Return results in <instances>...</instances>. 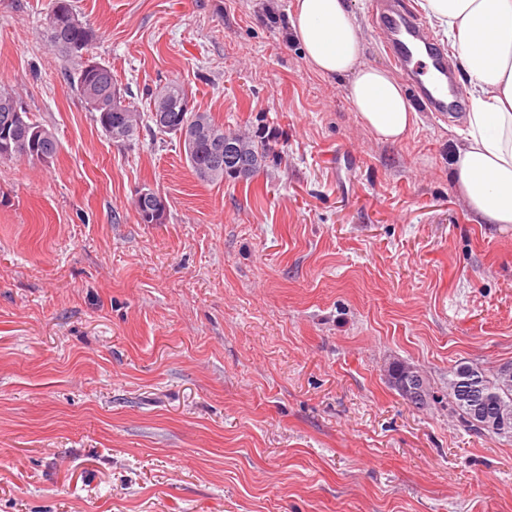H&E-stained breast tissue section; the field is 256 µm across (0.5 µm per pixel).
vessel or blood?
<instances>
[{
    "mask_svg": "<svg viewBox=\"0 0 512 512\" xmlns=\"http://www.w3.org/2000/svg\"><path fill=\"white\" fill-rule=\"evenodd\" d=\"M371 34L383 46L391 64L412 77L426 112L445 117L466 99L453 78L447 52L434 50V36L416 11L402 0H375Z\"/></svg>",
    "mask_w": 512,
    "mask_h": 512,
    "instance_id": "b4317fda",
    "label": "vessel or blood"
}]
</instances>
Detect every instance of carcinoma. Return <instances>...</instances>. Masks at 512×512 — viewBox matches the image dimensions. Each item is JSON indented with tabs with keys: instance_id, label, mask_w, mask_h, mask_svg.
<instances>
[{
	"instance_id": "carcinoma-1",
	"label": "carcinoma",
	"mask_w": 512,
	"mask_h": 512,
	"mask_svg": "<svg viewBox=\"0 0 512 512\" xmlns=\"http://www.w3.org/2000/svg\"><path fill=\"white\" fill-rule=\"evenodd\" d=\"M49 45L57 50L66 61L77 62V67L69 72L70 86L84 103H89L92 95H97L110 85L118 84L112 68L102 61L93 67L83 59V53L92 50L97 41L96 30L76 11L72 0H51V5L43 22ZM152 110H167L179 117V122H201L210 128L212 134L224 142V167L208 176H201V168L207 166L208 156L202 151L199 155H186L192 170L200 180L207 183H222L224 176L250 175L260 167L269 151L264 137H250L224 131L211 115L192 107L184 88L176 83L165 86L152 95ZM17 103L21 108L22 123L30 130L38 131L46 139L56 138L55 131L33 119L28 104L23 97L8 87L0 88V104ZM115 106L125 111L130 127L127 141H132L140 130V113L126 105L123 96H118ZM410 366L396 364L389 369L392 386L416 406H424L432 398V387L420 394H412L407 389ZM448 402L464 427L476 432L492 431V424L498 421L512 422V365L495 371H485L470 365H459L448 380Z\"/></svg>"
}]
</instances>
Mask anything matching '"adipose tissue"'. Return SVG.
<instances>
[{
	"label": "adipose tissue",
	"instance_id": "obj_1",
	"mask_svg": "<svg viewBox=\"0 0 512 512\" xmlns=\"http://www.w3.org/2000/svg\"><path fill=\"white\" fill-rule=\"evenodd\" d=\"M463 63L471 110L451 154L470 210L489 224H512V0H422ZM290 29L309 64L350 79V98L383 140L403 139L417 114L400 84L364 64L362 40L345 0H295Z\"/></svg>",
	"mask_w": 512,
	"mask_h": 512
}]
</instances>
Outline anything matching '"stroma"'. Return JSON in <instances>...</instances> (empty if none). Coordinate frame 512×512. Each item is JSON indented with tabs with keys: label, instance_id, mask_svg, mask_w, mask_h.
I'll list each match as a JSON object with an SVG mask.
<instances>
[{
	"label": "stroma",
	"instance_id": "stroma-1",
	"mask_svg": "<svg viewBox=\"0 0 512 512\" xmlns=\"http://www.w3.org/2000/svg\"><path fill=\"white\" fill-rule=\"evenodd\" d=\"M293 0H74L144 117L96 125L49 46L51 0H0V85L54 129L0 161V512H512V436L448 406L512 363V225L468 208L455 123L380 139L289 37ZM365 64L413 89L345 0ZM185 86L272 152L200 181L150 95ZM159 191L166 220L134 199ZM419 368L434 401L388 382ZM115 106L124 110L125 115ZM115 106L112 104L113 113L106 116L105 133L113 141H120L121 139H124L128 131L126 124L127 121L131 132L129 133L127 139L122 140V142H131L139 134V122L141 118L140 112H136V110L131 109L130 105H126L121 93L118 94V97L115 100ZM135 201L137 205L143 210L144 215L147 219L152 222L158 223L162 214L166 211V201L161 194H157L153 189H142L137 194ZM134 201L135 209L143 223L151 224L150 221L146 220L142 212L136 206ZM411 366L404 365V364H396L393 365L389 369V377L392 383V386L398 390V392L405 397L410 403L416 405V406H424L428 403V400H430L433 395L432 387L430 386L429 381L427 380V386L425 385V382L423 379L418 375L414 374L410 378V386L413 387V389H416L414 391H419L421 389H424L420 394L412 395V391L407 390V384L409 383V377L406 373H408Z\"/></svg>",
	"mask_w": 512,
	"mask_h": 512
}]
</instances>
